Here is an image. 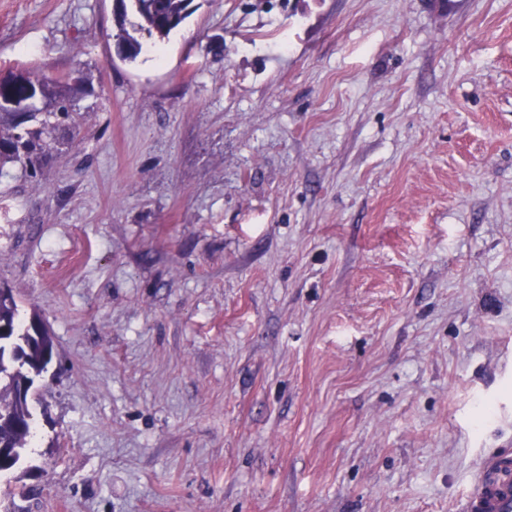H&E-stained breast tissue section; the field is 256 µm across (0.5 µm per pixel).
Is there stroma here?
<instances>
[{
    "label": "stroma",
    "mask_w": 512,
    "mask_h": 512,
    "mask_svg": "<svg viewBox=\"0 0 512 512\" xmlns=\"http://www.w3.org/2000/svg\"><path fill=\"white\" fill-rule=\"evenodd\" d=\"M0 0L80 70L79 149L0 178L56 355L0 512H459L512 456V0ZM128 8L125 1H121V8L114 13L113 20L118 28V40L125 49V58L134 60L142 50V44L138 38L130 33L127 24L133 33L147 32L158 36H166L178 27L189 15L188 8L193 0H128ZM129 10L138 21L129 20Z\"/></svg>",
    "instance_id": "obj_1"
}]
</instances>
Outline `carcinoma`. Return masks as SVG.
<instances>
[{"mask_svg":"<svg viewBox=\"0 0 512 512\" xmlns=\"http://www.w3.org/2000/svg\"><path fill=\"white\" fill-rule=\"evenodd\" d=\"M193 0H129L121 4L113 20L125 58L135 59L142 44L137 32L166 36L189 15ZM24 80L16 83L0 78V176L5 162L35 173L52 156L75 150L80 145V130L86 113L78 111L79 94L85 77L72 83L67 74L50 76L23 71ZM30 88L41 92L42 108L37 112H15L8 103L25 98ZM38 314L30 320L21 316L20 302L11 292L0 293V449L21 448L16 455L0 454V475L18 469L32 447L36 419L30 392L36 378L47 372L55 340L50 330L38 328Z\"/></svg>","mask_w":512,"mask_h":512,"instance_id":"cac0c4a2","label":"carcinoma"}]
</instances>
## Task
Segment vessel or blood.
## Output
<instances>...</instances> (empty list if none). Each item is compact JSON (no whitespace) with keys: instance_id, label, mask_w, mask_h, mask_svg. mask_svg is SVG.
<instances>
[{"instance_id":"b4317fda","label":"vessel or blood","mask_w":512,"mask_h":512,"mask_svg":"<svg viewBox=\"0 0 512 512\" xmlns=\"http://www.w3.org/2000/svg\"><path fill=\"white\" fill-rule=\"evenodd\" d=\"M464 512H512V458L488 459L477 476V488L466 495Z\"/></svg>"}]
</instances>
